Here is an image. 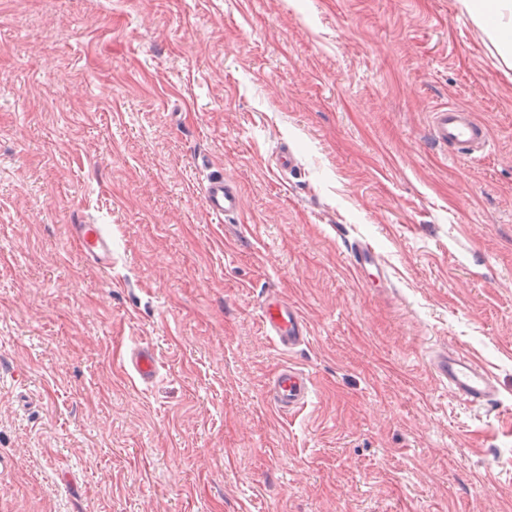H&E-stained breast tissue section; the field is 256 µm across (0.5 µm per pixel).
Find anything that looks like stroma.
<instances>
[{
    "label": "stroma",
    "instance_id": "stroma-1",
    "mask_svg": "<svg viewBox=\"0 0 512 512\" xmlns=\"http://www.w3.org/2000/svg\"><path fill=\"white\" fill-rule=\"evenodd\" d=\"M448 103L481 156L432 143ZM355 240L389 287L355 283ZM274 290L310 326L291 416ZM442 347L496 405L434 378ZM0 454V512H512V69L462 0H0ZM429 133L436 146L456 158H472L489 144L486 125L468 109L454 104L430 113ZM206 212L218 219L239 217L242 212V196L238 186L224 178V175L211 176L202 193ZM101 224H72L69 239L83 253L93 267L112 269V237ZM121 366L126 374H131L139 382L152 383L159 372L157 349L149 343H140L123 354ZM435 378L448 384L458 400L470 406L494 404L498 392L493 376L478 361L456 349L441 348L431 358ZM312 388L308 374L292 363L284 362L272 375L267 399L277 413L291 415L306 405Z\"/></svg>",
    "mask_w": 512,
    "mask_h": 512
}]
</instances>
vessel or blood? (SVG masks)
<instances>
[{
    "mask_svg": "<svg viewBox=\"0 0 512 512\" xmlns=\"http://www.w3.org/2000/svg\"><path fill=\"white\" fill-rule=\"evenodd\" d=\"M429 133L432 141L451 156L470 158L483 152L489 144L486 125L468 109L454 104L431 112ZM206 212L218 219L240 216L242 196L238 186L217 174L211 176L202 193ZM70 240L93 267L107 271L112 267V238L100 224H72ZM349 267L357 281L366 288H384L389 284L384 265L377 252L368 244H350ZM264 332L281 352L290 354L305 344L309 336L308 321L301 309L278 291L269 292L262 303ZM126 374L139 382H153L159 372V356L154 345L141 343L121 358ZM435 378L446 384L449 391L470 406L494 404L498 392L493 376L469 355L442 348L431 358ZM308 374L289 362L274 371L267 399L279 414L290 415L303 408L312 392Z\"/></svg>",
    "mask_w": 512,
    "mask_h": 512,
    "instance_id": "1",
    "label": "vessel or blood"
}]
</instances>
